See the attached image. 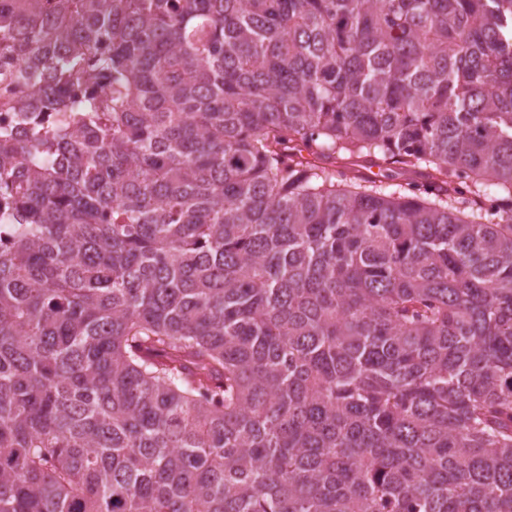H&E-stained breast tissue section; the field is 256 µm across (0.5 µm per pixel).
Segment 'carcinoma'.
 Listing matches in <instances>:
<instances>
[{
	"label": "carcinoma",
	"mask_w": 512,
	"mask_h": 512,
	"mask_svg": "<svg viewBox=\"0 0 512 512\" xmlns=\"http://www.w3.org/2000/svg\"><path fill=\"white\" fill-rule=\"evenodd\" d=\"M0 91V512H512V0H0Z\"/></svg>",
	"instance_id": "cac0c4a2"
}]
</instances>
